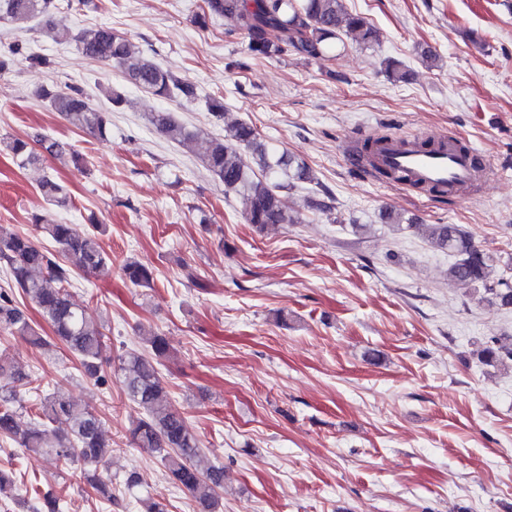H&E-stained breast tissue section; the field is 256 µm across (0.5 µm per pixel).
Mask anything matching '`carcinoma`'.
<instances>
[{
    "label": "carcinoma",
    "mask_w": 512,
    "mask_h": 512,
    "mask_svg": "<svg viewBox=\"0 0 512 512\" xmlns=\"http://www.w3.org/2000/svg\"><path fill=\"white\" fill-rule=\"evenodd\" d=\"M60 0H0V19L19 24L40 16L46 20L60 9ZM230 17L248 39L252 56L278 58L292 52L304 58H334L341 36L352 34L361 43L376 40L377 32L364 17L348 12L343 0H204L198 23L212 18ZM279 33L277 39L269 32ZM57 42H73L86 57L119 69L125 80L161 99L180 97L190 103L197 99L195 86L158 65L145 55L124 33L108 26L74 33L54 30ZM33 67H47L49 58L24 54L17 46L0 54V73L10 70L18 58ZM37 96L47 101L71 126L99 140L111 134L109 118L96 109L76 88L42 87ZM149 122L167 140L176 144L194 143L207 171L224 185V192L239 196L245 221L259 228L296 224L298 218L288 207L286 195L297 184L314 181L311 168L286 151L269 148L260 141L257 130L247 122H236L224 137L201 138L177 121L169 112H152ZM38 147L20 138L1 140L19 165H36L46 157H70L79 164L82 155L69 143L39 138ZM251 153L254 165L245 161ZM39 194L57 207L69 205L67 188L47 177L39 184ZM45 236L37 244L0 225V264L9 275L12 288L28 298L40 310L57 340L80 363L83 376L99 386L108 384L104 365L108 336L104 327L93 321L86 310L73 302L70 286L79 274H94L110 262L99 243V225L80 235L71 225L56 223L43 215L34 216ZM408 228L426 237L430 245L448 250L459 259L448 269L450 281L482 287L485 298L500 306L512 307V287L492 280L490 258L475 246L469 236L454 224H410ZM126 280L137 287L149 288L153 270L128 260L122 267ZM28 338L36 347L48 345L29 323L16 304L14 294L0 290V330ZM147 349H130L118 356L117 369L131 404L141 410L132 421L131 441L160 457L168 477L187 490L200 512H219L224 468L199 464L200 441L185 418L170 403V395L157 365L170 353L166 336L153 333L145 338ZM479 356L492 366L512 363V348L483 347ZM7 376L15 386L0 395V437L10 440L29 455L52 454L64 467L80 466L84 479L107 501L112 496V476L104 475L112 455V445L103 422L90 409L61 392L40 399L37 411L28 413L23 392L17 386L30 384V374L0 356V377Z\"/></svg>",
    "instance_id": "carcinoma-1"
}]
</instances>
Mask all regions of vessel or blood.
Wrapping results in <instances>:
<instances>
[{
	"mask_svg": "<svg viewBox=\"0 0 512 512\" xmlns=\"http://www.w3.org/2000/svg\"><path fill=\"white\" fill-rule=\"evenodd\" d=\"M374 167L407 178L409 185L451 192L471 187L477 178L492 179L496 172L474 145L445 142L435 149H422L393 138L373 157Z\"/></svg>",
	"mask_w": 512,
	"mask_h": 512,
	"instance_id": "b4317fda",
	"label": "vessel or blood"
}]
</instances>
